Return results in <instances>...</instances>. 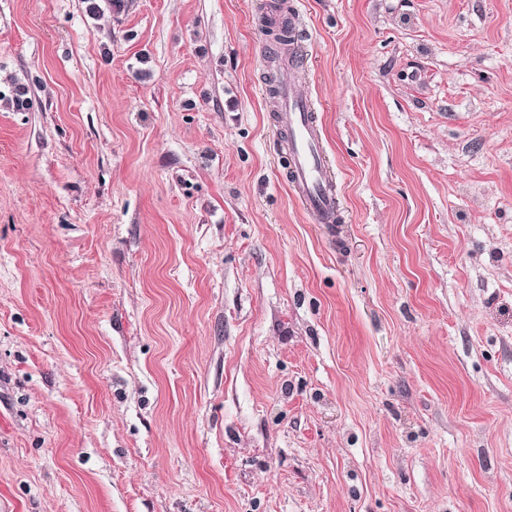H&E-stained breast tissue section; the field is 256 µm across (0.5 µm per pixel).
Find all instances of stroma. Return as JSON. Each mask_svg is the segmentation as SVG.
I'll list each match as a JSON object with an SVG mask.
<instances>
[{"mask_svg": "<svg viewBox=\"0 0 512 512\" xmlns=\"http://www.w3.org/2000/svg\"><path fill=\"white\" fill-rule=\"evenodd\" d=\"M16 85L0 512H512V0H0ZM297 54L287 75L279 81L277 120L283 128V150L291 158L287 180L304 208L322 223L331 221L339 207L335 174L330 168L316 123L313 103L299 94L295 74L302 67Z\"/></svg>", "mask_w": 512, "mask_h": 512, "instance_id": "obj_1", "label": "stroma"}]
</instances>
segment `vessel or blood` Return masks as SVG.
<instances>
[{"label":"vessel or blood","instance_id":"1","mask_svg":"<svg viewBox=\"0 0 512 512\" xmlns=\"http://www.w3.org/2000/svg\"><path fill=\"white\" fill-rule=\"evenodd\" d=\"M296 72V65H289L279 82L277 120L283 128V150L291 158L287 180L304 208L327 223L339 207L335 175L325 155L313 103L297 90Z\"/></svg>","mask_w":512,"mask_h":512}]
</instances>
